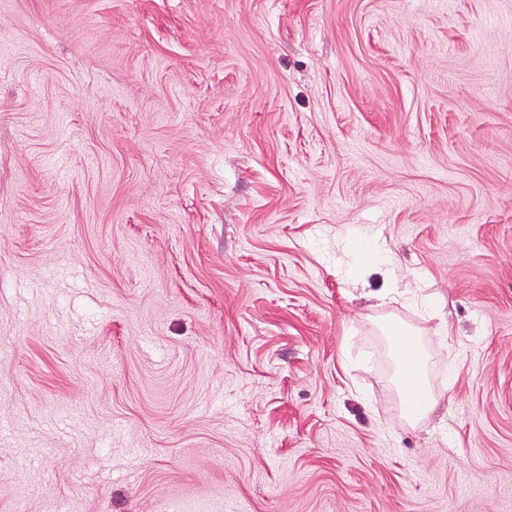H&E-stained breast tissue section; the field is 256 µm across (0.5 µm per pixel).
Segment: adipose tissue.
<instances>
[{"label":"adipose tissue","mask_w":512,"mask_h":512,"mask_svg":"<svg viewBox=\"0 0 512 512\" xmlns=\"http://www.w3.org/2000/svg\"><path fill=\"white\" fill-rule=\"evenodd\" d=\"M397 371L404 383L402 390V416L411 424L427 418L437 401L428 380L429 353L415 332L402 327L394 328Z\"/></svg>","instance_id":"obj_1"}]
</instances>
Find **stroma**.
Listing matches in <instances>:
<instances>
[{"mask_svg":"<svg viewBox=\"0 0 512 512\" xmlns=\"http://www.w3.org/2000/svg\"><path fill=\"white\" fill-rule=\"evenodd\" d=\"M0 512H512V0H0ZM395 340L397 372L403 381L402 417L409 424L427 418L435 409L437 400L428 380L429 353L417 334L403 327L390 330Z\"/></svg>","mask_w":512,"mask_h":512,"instance_id":"1","label":"stroma"}]
</instances>
